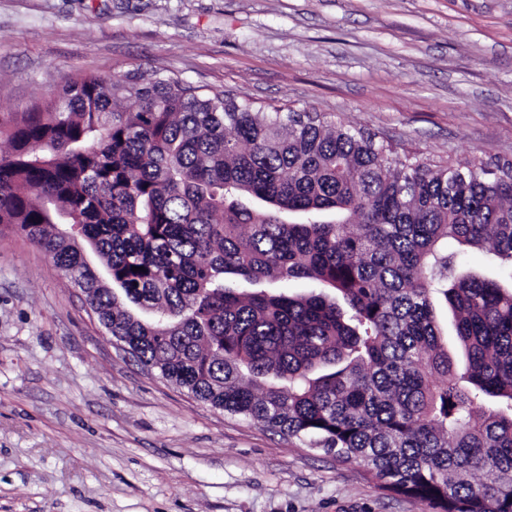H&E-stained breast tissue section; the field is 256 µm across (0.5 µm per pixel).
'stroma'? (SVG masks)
Listing matches in <instances>:
<instances>
[{
	"label": "stroma",
	"instance_id": "35a3bbf8",
	"mask_svg": "<svg viewBox=\"0 0 512 512\" xmlns=\"http://www.w3.org/2000/svg\"><path fill=\"white\" fill-rule=\"evenodd\" d=\"M162 69L440 158H512V0H0V113ZM0 512H430L141 367L0 232Z\"/></svg>",
	"mask_w": 512,
	"mask_h": 512
}]
</instances>
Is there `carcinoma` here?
Here are the masks:
<instances>
[{"label":"carcinoma","mask_w":512,"mask_h":512,"mask_svg":"<svg viewBox=\"0 0 512 512\" xmlns=\"http://www.w3.org/2000/svg\"><path fill=\"white\" fill-rule=\"evenodd\" d=\"M2 141L0 232L141 365L431 512H512V159H433L160 69L71 73L0 113ZM448 248L456 252L457 262L462 266L479 270L494 277H508L507 268L495 264L489 256L481 251L474 249L460 250L452 244H448Z\"/></svg>","instance_id":"1"}]
</instances>
